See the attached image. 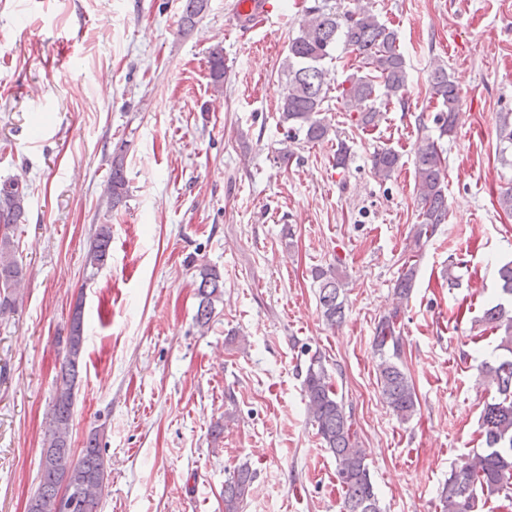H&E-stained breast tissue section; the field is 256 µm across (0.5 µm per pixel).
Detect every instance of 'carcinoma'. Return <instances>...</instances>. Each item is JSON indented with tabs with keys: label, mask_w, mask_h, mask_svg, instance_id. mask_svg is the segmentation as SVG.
<instances>
[{
	"label": "carcinoma",
	"mask_w": 512,
	"mask_h": 512,
	"mask_svg": "<svg viewBox=\"0 0 512 512\" xmlns=\"http://www.w3.org/2000/svg\"><path fill=\"white\" fill-rule=\"evenodd\" d=\"M209 0H184L181 15L183 30L195 27L208 10ZM343 47L362 60L368 73L351 74L343 98L349 111L356 113L361 126L379 122L377 99L389 102L400 98L407 81L406 61L400 50L396 30L381 23L372 10L339 13L323 2L306 10L298 34L288 43L285 72L287 90L280 101L279 121L286 127L287 141L318 143L328 139L331 127L320 118L329 98L330 83L325 61L333 59L337 47ZM210 78L214 89L224 87V53L220 47L210 52ZM433 95L440 100L441 110L435 118L438 138L454 133L460 114V93L438 65L431 75ZM497 139L500 160L512 166V113L498 116ZM400 162L399 154L381 150L372 157V170L379 180L390 179ZM416 194L421 204V223L414 234V246L421 248L448 217L445 189L446 165L442 152L433 141L419 146L415 156ZM112 207L128 196V180L124 157L112 158L107 182ZM27 201L25 188L19 181L0 185V315L14 310L16 288L24 278L23 267L13 250V237L21 223ZM112 227H97L86 256L93 269L103 267L110 256ZM415 269L410 267L396 280L399 299L408 298L414 286ZM199 303L195 316L199 328L210 326L216 304L223 300L224 279L214 268L199 272ZM318 282V303L326 322L334 327L344 321L345 283L333 266L314 270ZM399 310L384 316L377 328L376 347L380 355L378 385L380 395L393 414L402 422L412 418L417 409L414 385L400 365L401 336L396 330ZM481 321L500 332L499 349L507 352L495 365L485 366L483 383L495 390L481 414L483 448L476 449L463 463L451 471L440 495V512H475L481 498L504 495L512 498V313L498 302L484 309ZM81 312L73 314L65 338V354L55 379V393L47 426V448L38 470V484L29 499L28 512H62L60 494L64 489L79 493L72 512H100V495L106 470L100 434L91 433L80 453L71 448L72 422L76 403V380L83 350ZM307 413L316 427L324 447L332 453L336 478L343 492L342 512H381L374 491L365 453L359 447L352 428L351 415L343 398L338 396L322 357H310L303 380ZM254 479L246 466H240L224 482V512H240Z\"/></svg>",
	"instance_id": "cac0c4a2"
}]
</instances>
